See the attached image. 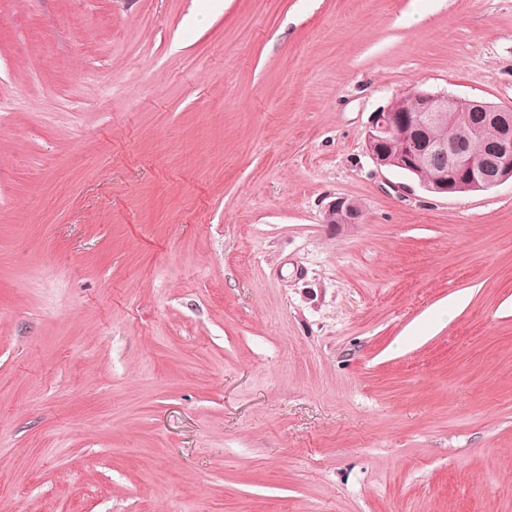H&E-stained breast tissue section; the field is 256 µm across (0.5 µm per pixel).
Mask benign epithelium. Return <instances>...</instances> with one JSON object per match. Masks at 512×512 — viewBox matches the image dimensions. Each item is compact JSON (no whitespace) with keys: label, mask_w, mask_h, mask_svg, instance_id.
Masks as SVG:
<instances>
[{"label":"benign epithelium","mask_w":512,"mask_h":512,"mask_svg":"<svg viewBox=\"0 0 512 512\" xmlns=\"http://www.w3.org/2000/svg\"><path fill=\"white\" fill-rule=\"evenodd\" d=\"M418 102L416 112L386 108L373 113L365 131V146L377 166L395 168L415 175L431 192L451 195L461 189L485 191L512 180V107L472 101L450 95L415 90L408 94ZM453 110L468 120L478 111L484 121L499 130L498 139L486 153H472L465 147V135L444 140L416 141L401 136L402 131L427 130L437 119V112ZM445 162L446 175L441 183H431L426 174L429 157ZM360 205L348 198H338L328 205V224H357Z\"/></svg>","instance_id":"obj_1"}]
</instances>
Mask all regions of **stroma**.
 <instances>
[{
  "mask_svg": "<svg viewBox=\"0 0 512 512\" xmlns=\"http://www.w3.org/2000/svg\"><path fill=\"white\" fill-rule=\"evenodd\" d=\"M512 0H0V512H512ZM357 201V224L326 205ZM405 98L418 102V112L415 102H399V99L396 103L403 105L406 112L390 107L374 112L365 131L366 149L377 166L411 173L430 192L447 196L460 189L485 191L509 179L512 182V107L423 90H415ZM447 109L461 112L464 121L468 120L472 111H478L486 123L498 128L499 135L496 140L497 129L494 126L485 124L477 116L470 120L479 126L480 132L471 142L473 151L481 152L496 140L487 153L475 154L465 147V135H456L460 129V121L455 112H443L429 132L433 138L454 136L448 140L416 142L414 138L401 136L406 129L426 131L437 119L436 112ZM380 145L384 147H379ZM433 155L446 162V175L438 159L434 158L428 165L427 172L431 180H439L445 175L441 183L431 184L425 173L428 159ZM361 217L360 205L348 198H337L325 213V221L329 224H357Z\"/></svg>",
  "mask_w": 512,
  "mask_h": 512,
  "instance_id": "1",
  "label": "stroma"
}]
</instances>
